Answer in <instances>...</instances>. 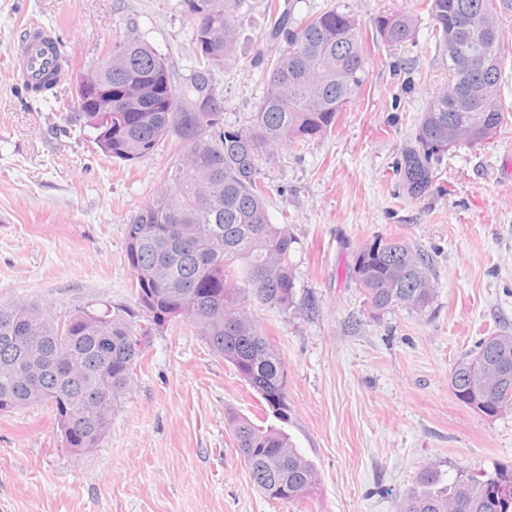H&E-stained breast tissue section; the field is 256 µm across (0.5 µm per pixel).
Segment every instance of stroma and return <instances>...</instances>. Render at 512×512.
I'll list each match as a JSON object with an SVG mask.
<instances>
[{
  "instance_id": "obj_1",
  "label": "stroma",
  "mask_w": 512,
  "mask_h": 512,
  "mask_svg": "<svg viewBox=\"0 0 512 512\" xmlns=\"http://www.w3.org/2000/svg\"><path fill=\"white\" fill-rule=\"evenodd\" d=\"M266 0H240L232 60L215 73L224 126H245L266 92ZM415 0H289L295 18L336 7L363 25ZM179 0H0V302L24 299L57 314L104 306L134 311L144 352L133 386L91 452L63 447L51 409L0 415V512H399L420 472L444 482L512 469V411L489 419L459 403L454 364L478 342L512 332V64L507 120L483 145L450 149L421 198L393 167L414 140L448 56L418 13L414 40L369 52L368 78L335 131L302 150L262 155L273 223L296 238L294 304L248 301L284 364L283 429L320 478L297 503L253 485L225 416L273 424L260 397L212 354L184 319L156 327L135 311L125 228L164 186L182 146L137 160L106 159L90 130L67 131L79 74L134 36L151 45L175 85L195 65ZM60 28L68 77L41 100L20 88L10 56L31 22ZM398 239L433 259L426 312H373L353 275L357 252Z\"/></svg>"
}]
</instances>
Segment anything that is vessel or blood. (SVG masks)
Segmentation results:
<instances>
[{"label": "vessel or blood", "instance_id": "vessel-or-blood-1", "mask_svg": "<svg viewBox=\"0 0 512 512\" xmlns=\"http://www.w3.org/2000/svg\"><path fill=\"white\" fill-rule=\"evenodd\" d=\"M57 39L55 30L42 25H31L25 29L13 55L15 76L23 87L37 83L53 69L64 68V59L55 56L50 48L51 42Z\"/></svg>", "mask_w": 512, "mask_h": 512}]
</instances>
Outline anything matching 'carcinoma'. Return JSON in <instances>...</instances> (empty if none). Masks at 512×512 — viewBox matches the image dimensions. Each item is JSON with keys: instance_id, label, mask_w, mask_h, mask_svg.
Returning a JSON list of instances; mask_svg holds the SVG:
<instances>
[{"instance_id": "1", "label": "carcinoma", "mask_w": 512, "mask_h": 512, "mask_svg": "<svg viewBox=\"0 0 512 512\" xmlns=\"http://www.w3.org/2000/svg\"><path fill=\"white\" fill-rule=\"evenodd\" d=\"M512 0H420L448 63L494 52L506 60L512 50L502 37L488 44L463 23L473 9H485L487 23L499 28L498 11ZM238 0H180L184 23L196 48L193 74L176 89L162 57L146 42H119L112 66V111L70 113L71 127H89L101 151L120 161L152 152L171 135L183 145L167 184L126 225V258L136 303L156 326L175 310L217 357L276 408L288 422V391L279 353L248 311L249 299L286 309L294 302L296 239L285 224L269 218L271 197L259 180L261 154L281 145L300 147L336 128L341 112L361 91L367 76L366 43L396 46L415 36V15L386 12L372 32L352 14L329 8L298 21L292 12L275 20L281 55L267 63L265 96L247 125H219L222 95L208 77L224 66L236 47ZM503 70L488 76L487 100L468 86L448 98L438 91L428 102L414 142L404 149L395 172L412 198L433 184L434 164L448 151V125L469 117L499 129L505 112L499 90ZM427 253L391 239L377 240L356 256L353 275L374 312L394 308L422 313L436 289ZM495 345L483 340L475 354L459 359L450 386L456 399L487 418L512 407V334L501 331ZM143 350L132 320L107 309L86 307L52 314L34 302H11L0 311V413L46 405L69 448H96L111 425L112 410L129 391ZM482 371L498 382L495 401L484 399L474 355ZM227 423L253 485L266 497L287 491L293 502L316 494L318 474L288 435L273 425H258L230 413ZM512 486V471L493 476L461 475L441 486L426 468L419 489L408 494L400 512H512L491 490Z\"/></svg>"}]
</instances>
